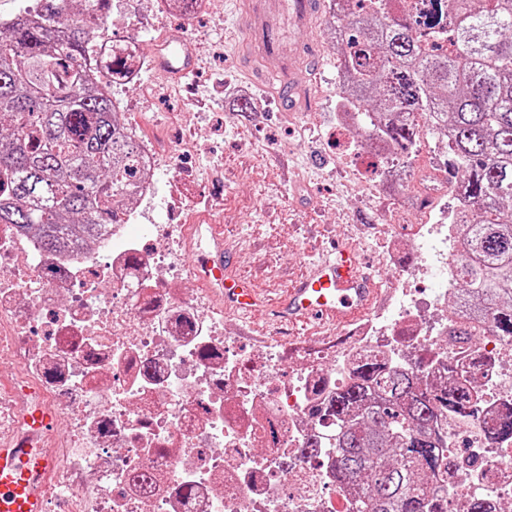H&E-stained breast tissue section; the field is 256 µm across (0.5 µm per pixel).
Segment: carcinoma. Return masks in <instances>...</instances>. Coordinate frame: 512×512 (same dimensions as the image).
<instances>
[{
  "mask_svg": "<svg viewBox=\"0 0 512 512\" xmlns=\"http://www.w3.org/2000/svg\"><path fill=\"white\" fill-rule=\"evenodd\" d=\"M330 0L345 11L336 27L356 112L369 146L384 142L401 161L420 136L448 131L449 173L473 205L459 216L464 259L453 288L512 336V0ZM108 0H38V21L0 20V224L35 225L42 245L100 224H122L142 177L139 143L107 95L87 82L96 71L122 82L131 63L102 56L92 34ZM365 362L328 402L336 480L360 482L356 512H431L429 484L444 467L438 419L460 414L471 393L444 389ZM493 439H512V417Z\"/></svg>",
  "mask_w": 512,
  "mask_h": 512,
  "instance_id": "carcinoma-1",
  "label": "carcinoma"
}]
</instances>
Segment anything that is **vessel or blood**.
<instances>
[{
	"instance_id": "b4317fda",
	"label": "vessel or blood",
	"mask_w": 512,
	"mask_h": 512,
	"mask_svg": "<svg viewBox=\"0 0 512 512\" xmlns=\"http://www.w3.org/2000/svg\"><path fill=\"white\" fill-rule=\"evenodd\" d=\"M236 3L244 43L240 69L257 85L277 83L288 111H300L306 98L296 75L315 60L317 51L311 34L323 11L324 0H236ZM284 13L299 34L298 45L292 50L285 43L279 23ZM152 53L157 69L174 80L188 76L198 63L194 44L178 30L155 41ZM272 54L280 59V70L274 76L259 66L263 58ZM192 234L204 235L202 226L194 225ZM207 238L205 247L193 248L190 253L193 272L200 281L221 294L225 307L253 311L261 299V289L229 273L230 255L223 237L213 234ZM378 295L376 283L362 269L353 252L339 245L308 277L289 289L280 304L279 316L291 323L315 321L336 330L351 323L355 315L366 312ZM28 421L31 433L24 443L0 447V512H50L39 487L51 466V459L41 448L40 440L53 430L55 416L36 402Z\"/></svg>"
}]
</instances>
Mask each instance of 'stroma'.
Segmentation results:
<instances>
[{
  "label": "stroma",
  "mask_w": 512,
  "mask_h": 512,
  "mask_svg": "<svg viewBox=\"0 0 512 512\" xmlns=\"http://www.w3.org/2000/svg\"><path fill=\"white\" fill-rule=\"evenodd\" d=\"M209 3L207 11L185 15L169 11L164 0L109 2L101 39L136 41L146 56L152 42L179 29L201 60L169 95L148 64L134 82L112 88L128 128L158 155L152 192L134 205L130 221L177 225L199 218L217 224L235 251L233 273L266 294L263 311L236 322L240 347L301 343L314 332L275 317L282 296L323 248L337 242L355 250L377 282L391 280V268L382 263L387 241L380 226L422 223V214L402 209L401 200L421 188L443 144L433 134L421 139L403 185L345 194L355 174L325 144L336 113L335 47L318 44L321 64L305 78L311 91L306 110L282 112L275 89L257 87L237 68L242 38L233 28L232 0ZM239 95L250 111L229 110Z\"/></svg>",
  "instance_id": "1"
}]
</instances>
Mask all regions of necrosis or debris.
I'll use <instances>...</instances> for the list:
<instances>
[{
	"mask_svg": "<svg viewBox=\"0 0 512 512\" xmlns=\"http://www.w3.org/2000/svg\"><path fill=\"white\" fill-rule=\"evenodd\" d=\"M421 261L403 265L384 303L336 339L296 350L282 375L270 347L241 349L224 316L191 288L195 275L171 224H106L77 249L45 251L37 234L0 225V442L27 434L31 401L60 427L42 445L55 461L42 484L53 512H352L332 451L306 449L318 385L333 393L357 365L466 379L479 389L466 419L448 422V472L430 485L448 512L512 503V441L487 425L512 411V337L467 321L448 300L458 225L414 224ZM441 280L431 291L418 280Z\"/></svg>",
	"mask_w": 512,
	"mask_h": 512,
	"instance_id": "necrosis-or-debris-1",
	"label": "necrosis or debris"
}]
</instances>
